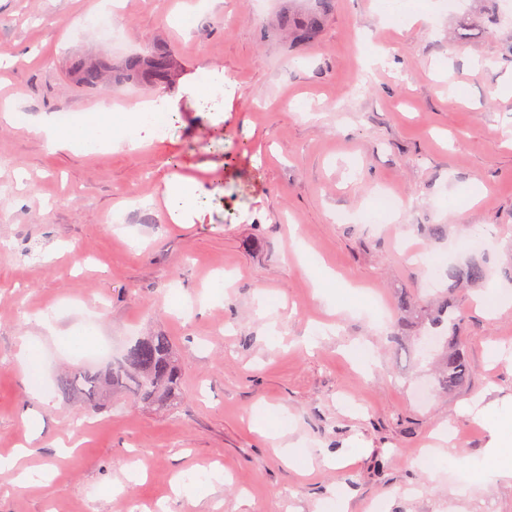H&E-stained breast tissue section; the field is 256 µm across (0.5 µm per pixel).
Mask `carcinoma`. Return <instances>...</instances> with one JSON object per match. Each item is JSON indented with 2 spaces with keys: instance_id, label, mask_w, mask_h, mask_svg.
<instances>
[{
  "instance_id": "1",
  "label": "carcinoma",
  "mask_w": 512,
  "mask_h": 512,
  "mask_svg": "<svg viewBox=\"0 0 512 512\" xmlns=\"http://www.w3.org/2000/svg\"><path fill=\"white\" fill-rule=\"evenodd\" d=\"M333 0H317L318 10L295 27L294 38L301 44L314 43L319 35V21L327 14ZM176 62L169 48L155 44L148 50L132 54L121 66L101 60L94 65L86 59H76L67 67L69 80L80 89H94L106 85H136L159 89L174 79ZM486 277L485 266L470 261L465 266L448 267V279L455 282L479 283ZM454 289L437 292L441 302L434 311L420 310L422 321L437 330V344L442 347L440 368L435 376L434 388L450 393L465 386L470 379L469 362L453 335L461 312L448 299ZM61 395H79L90 410L97 411L109 403V397L130 393L140 402L157 407L177 403L181 395V366L168 336H144L125 348L122 357L102 364H82L72 373L56 381Z\"/></svg>"
}]
</instances>
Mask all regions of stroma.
Listing matches in <instances>:
<instances>
[{
    "label": "stroma",
    "instance_id": "stroma-1",
    "mask_svg": "<svg viewBox=\"0 0 512 512\" xmlns=\"http://www.w3.org/2000/svg\"><path fill=\"white\" fill-rule=\"evenodd\" d=\"M315 0H0V456L26 450L41 473L0 482V512H512V477L464 483L460 469L492 443L489 420L464 404L512 403V306L489 315L474 292L454 298L455 334L472 373L427 404L428 331L404 324L400 294L448 285L449 263L483 261L486 286L512 293V17L500 0H416L399 21L380 0H334L317 41L278 26ZM116 11L122 46L93 17ZM165 42L178 64L161 92L163 132L135 128L88 155L53 149L39 118L106 109L133 118L145 90L69 84L74 56L123 58ZM223 84L204 109L202 76ZM181 157L179 170L168 158ZM196 186L174 220L164 179ZM398 198L396 219L378 199ZM348 214L347 223L336 221ZM444 224L437 239L431 225ZM487 233L470 244L474 230ZM347 311L318 294L321 267ZM231 274L220 297L215 279ZM50 314L54 337L36 318ZM96 342L169 336L183 389L178 406L117 396L97 414L58 395L81 354L60 346L79 323ZM41 337L45 403L28 398L17 357ZM372 350L361 372L355 345ZM263 411L286 440L321 450L288 466L251 428ZM447 424L450 463L416 466ZM222 469L202 498L177 478ZM123 494H113V486Z\"/></svg>",
    "mask_w": 512,
    "mask_h": 512
}]
</instances>
